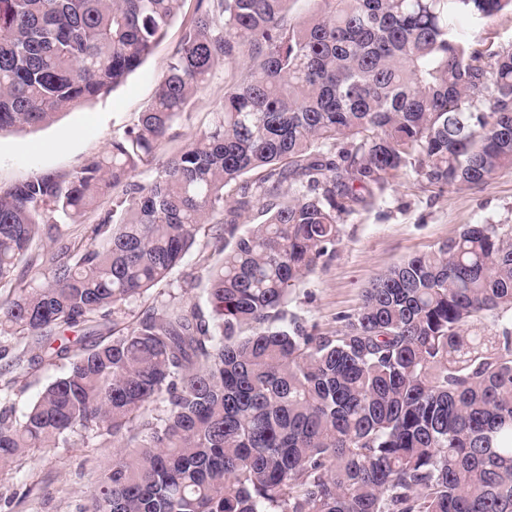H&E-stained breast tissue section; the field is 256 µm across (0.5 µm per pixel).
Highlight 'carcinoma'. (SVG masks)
Here are the masks:
<instances>
[{"mask_svg":"<svg viewBox=\"0 0 512 512\" xmlns=\"http://www.w3.org/2000/svg\"><path fill=\"white\" fill-rule=\"evenodd\" d=\"M184 2L0 0V132L109 94ZM291 2L195 0L134 127L0 192V353L63 367L19 415L0 379V470L79 432L116 448L93 512H512L511 224L378 274L330 336L287 310L405 168L440 192L512 169V49L460 30L512 0ZM220 62L212 127L139 180ZM111 189L87 243L59 233ZM204 224L209 317L169 302L122 325Z\"/></svg>","mask_w":512,"mask_h":512,"instance_id":"1","label":"carcinoma"}]
</instances>
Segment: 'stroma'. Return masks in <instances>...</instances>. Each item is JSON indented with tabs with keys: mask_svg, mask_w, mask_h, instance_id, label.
I'll return each instance as SVG.
<instances>
[{
	"mask_svg": "<svg viewBox=\"0 0 512 512\" xmlns=\"http://www.w3.org/2000/svg\"><path fill=\"white\" fill-rule=\"evenodd\" d=\"M181 31V22H174L143 65L109 95L36 129L0 134V190L42 173L76 170L136 124L155 95ZM223 97L224 69L219 66L176 121L172 139L157 150L155 165L207 130ZM468 224H512V169L498 172L480 187L444 192L428 187L414 169H405L346 218L335 257L293 288L288 309L307 330L332 333L342 315L358 309L363 289L377 274L456 238ZM206 241L199 236L168 281L131 305L127 321L169 301L208 311L207 269L219 254ZM112 453L100 441L88 440L74 448H37L22 454L0 472V512H88L90 490L111 466Z\"/></svg>",
	"mask_w": 512,
	"mask_h": 512,
	"instance_id": "obj_1",
	"label": "stroma"
}]
</instances>
